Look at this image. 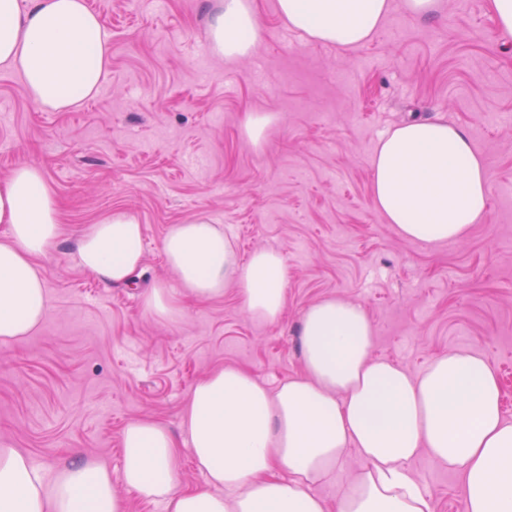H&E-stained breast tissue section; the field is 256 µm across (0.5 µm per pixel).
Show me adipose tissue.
<instances>
[{"label":"adipose tissue","mask_w":512,"mask_h":512,"mask_svg":"<svg viewBox=\"0 0 512 512\" xmlns=\"http://www.w3.org/2000/svg\"><path fill=\"white\" fill-rule=\"evenodd\" d=\"M413 16L438 0H277L289 28L339 49L367 42L393 4ZM213 49L251 56L259 39L255 0H218L209 16ZM110 64L101 17L85 0H0V65L17 69L34 102L60 110L93 97ZM371 202L406 239L464 240L487 215L489 168L469 132L445 121L396 127L371 158ZM0 340L42 322L48 291L39 261L62 234L59 204L42 168L19 164L0 181ZM177 277L154 288L148 306L174 313L179 298L207 301L241 288L254 318L273 323L285 307L287 259L262 248L240 260L205 217L174 225L161 244ZM143 258L139 220L123 210L100 217L77 242L74 260L112 285L132 280ZM301 376L269 390L227 366L197 383L181 427L205 484L177 487L178 445L153 419L122 434L123 485L165 512H327L316 486L331 480L347 449L367 465L337 497L336 512H432L428 489L408 465L428 454L464 481L465 512H512V422L501 408L497 370L480 352L435 358L422 372L374 357L365 309L331 297L301 321ZM0 512H127L111 471L83 458L47 474L15 448H0Z\"/></svg>","instance_id":"ef3b65f1"}]
</instances>
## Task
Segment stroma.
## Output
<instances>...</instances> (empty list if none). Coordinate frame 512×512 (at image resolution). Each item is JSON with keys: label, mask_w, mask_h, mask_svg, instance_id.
Listing matches in <instances>:
<instances>
[{"label": "stroma", "mask_w": 512, "mask_h": 512, "mask_svg": "<svg viewBox=\"0 0 512 512\" xmlns=\"http://www.w3.org/2000/svg\"><path fill=\"white\" fill-rule=\"evenodd\" d=\"M87 3L111 50L95 98L43 111L0 65V180L17 163L41 166L64 219L41 262L42 323L0 342V442L47 470L90 455L120 475L125 424L155 418L182 438L180 408L211 372L241 367L271 389L299 376L302 316L330 296L361 304L374 355L411 373L458 349L483 352L512 421V36L488 0H439L428 17L393 8L348 50L306 40L280 19L277 0H256L261 35L239 60L208 48L216 0ZM254 112L277 117L258 148L240 135ZM414 119L465 128L487 161L488 213L464 241L401 238L371 204L380 137ZM115 209L143 229L142 268L121 286L72 259L79 235ZM201 216L241 258L283 251L279 322L250 316L233 287L180 301L171 319L147 309L151 290L175 280L164 236ZM409 468L433 512H462L459 474L424 453Z\"/></svg>", "instance_id": "obj_1"}]
</instances>
